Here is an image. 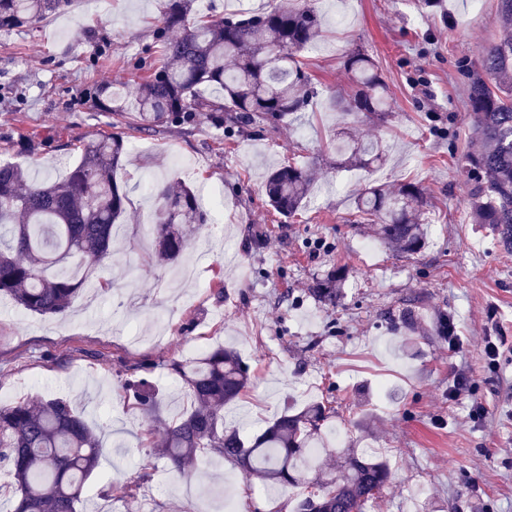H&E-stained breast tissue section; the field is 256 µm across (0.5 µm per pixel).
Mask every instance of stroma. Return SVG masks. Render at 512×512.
Instances as JSON below:
<instances>
[{
  "label": "stroma",
  "instance_id": "stroma-1",
  "mask_svg": "<svg viewBox=\"0 0 512 512\" xmlns=\"http://www.w3.org/2000/svg\"><path fill=\"white\" fill-rule=\"evenodd\" d=\"M299 0H193L190 20L291 8ZM166 0H72L28 30L0 32V161L34 179L62 178L82 144L104 134L128 145L117 182L128 195L112 250L65 318L40 316L0 298V403L51 394L71 401L103 440V466L87 482L90 512H295L302 489L264 496L231 461H195L185 474L149 455L159 422L190 407L171 361L233 346L251 384L225 405L224 423L259 432L286 405L328 403L322 433L332 448L366 446L386 459L390 480L366 512H512V352L497 369L482 339L512 337V253L466 223L471 177L459 161L469 147L467 84L483 44L497 40V0H310L320 34L300 60L316 94L305 111L272 125L216 126L207 117L143 132L98 111L90 86H134L160 66L154 30ZM381 71L394 109L384 119L329 106L349 96L352 51ZM377 140L383 161L341 167L337 136ZM24 140L38 142L29 154ZM293 163L314 170L303 207L285 217L270 206L268 174ZM199 188L209 217L194 230L181 266L195 280L174 284L152 247L157 177ZM420 184L425 245L394 251L360 223L366 185ZM347 279L340 306L309 295L336 267ZM415 305L417 328L399 318ZM447 313L464 342L437 336ZM148 367L158 408L148 417L123 381ZM472 391L453 401L456 371ZM480 405L484 416L469 419ZM128 488L114 499L109 486Z\"/></svg>",
  "mask_w": 512,
  "mask_h": 512
}]
</instances>
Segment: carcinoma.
<instances>
[{
  "instance_id": "carcinoma-1",
  "label": "carcinoma",
  "mask_w": 512,
  "mask_h": 512,
  "mask_svg": "<svg viewBox=\"0 0 512 512\" xmlns=\"http://www.w3.org/2000/svg\"><path fill=\"white\" fill-rule=\"evenodd\" d=\"M71 0H0V31L30 28L63 10ZM504 36L482 48L478 70H465L472 139L462 163L472 176V224L500 235L512 252V0H497ZM190 0H167L156 39L164 59L145 80L122 92L112 85L91 88L101 112H132L137 128L193 122L206 112L221 125L224 113L237 123L275 124L290 112H302L314 95L299 54L317 38L320 18L304 3L298 7L189 22ZM346 66L356 90L336 97L342 112L375 115L392 111L386 83L367 55L349 54ZM217 86L216 99L201 90ZM338 151L350 153L364 168L382 158L378 143L343 138ZM125 154L122 137L103 136L83 145L78 162L63 179L31 180L18 164L0 162V296L41 316H62L92 274L109 257L112 227L127 212L116 171ZM313 173L285 165L270 172L266 194L284 216L294 215L307 198ZM159 206L152 234L155 257L165 265L179 261L189 231L206 223L203 201L191 186L155 187ZM422 188L413 182L393 190H364L357 212L389 247L418 253L425 244L419 207ZM344 268L314 282L311 295L320 304L342 296ZM171 369L181 376L190 410L163 423L148 452L174 470L207 454L225 458L258 479L273 493L289 486L318 487L303 497L297 512H366L382 493L387 463L355 448L338 452L339 470L313 464L312 448L323 443L327 419L322 402L289 406L259 434L246 439L224 427V405L250 385L249 367L236 351L222 345L194 364ZM146 413L155 391L146 378L127 382ZM102 444L83 417L62 397L0 406V466L13 478L14 512H79L85 485L100 464Z\"/></svg>"
}]
</instances>
